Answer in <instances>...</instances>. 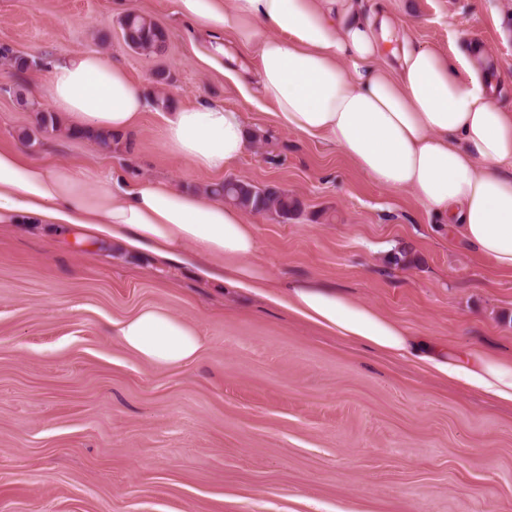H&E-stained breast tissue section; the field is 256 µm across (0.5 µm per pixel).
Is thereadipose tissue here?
<instances>
[{
  "instance_id": "obj_1",
  "label": "adipose tissue",
  "mask_w": 512,
  "mask_h": 512,
  "mask_svg": "<svg viewBox=\"0 0 512 512\" xmlns=\"http://www.w3.org/2000/svg\"><path fill=\"white\" fill-rule=\"evenodd\" d=\"M175 13L212 36L254 50L258 85L283 127L333 144L366 177L411 192L429 214L501 270L512 271V110L496 100L485 57L419 47L386 13L364 20L359 0H173ZM43 90L75 129L121 134L145 107L137 83L106 53L48 60ZM161 139L175 158L224 173L246 152L243 113L202 101L165 119ZM29 216L85 226L162 263L196 262L201 277L265 296L332 334L460 381L512 403V360L457 351L336 289L273 281L257 258L255 227L242 209L164 179L134 181L117 171L77 169L0 148V224ZM112 333L142 362L191 361L202 338L160 306L113 322Z\"/></svg>"
}]
</instances>
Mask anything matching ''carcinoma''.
Here are the masks:
<instances>
[{
  "label": "carcinoma",
  "mask_w": 512,
  "mask_h": 512,
  "mask_svg": "<svg viewBox=\"0 0 512 512\" xmlns=\"http://www.w3.org/2000/svg\"><path fill=\"white\" fill-rule=\"evenodd\" d=\"M121 29L125 44L142 54L160 52L168 38L165 29L136 13H129L122 19ZM24 103L35 108L38 131L47 133L59 130L54 113L35 107V103L28 99L24 100ZM71 135L92 139L103 148L111 147L112 142L118 140L112 133L91 130H75ZM211 193L222 196L225 201L247 212L271 213L284 220L294 216L301 207L298 199L277 187L260 188L238 178L211 187Z\"/></svg>",
  "instance_id": "1"
}]
</instances>
